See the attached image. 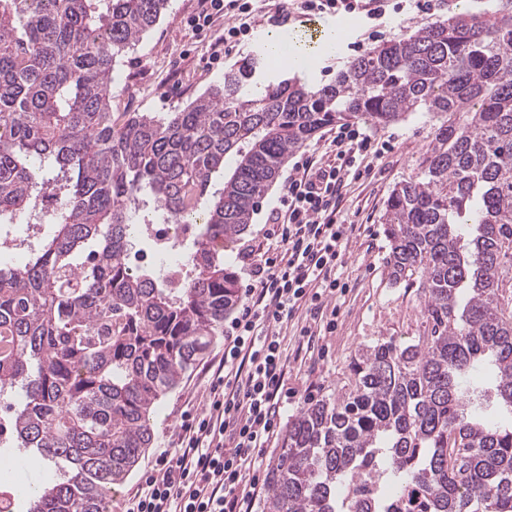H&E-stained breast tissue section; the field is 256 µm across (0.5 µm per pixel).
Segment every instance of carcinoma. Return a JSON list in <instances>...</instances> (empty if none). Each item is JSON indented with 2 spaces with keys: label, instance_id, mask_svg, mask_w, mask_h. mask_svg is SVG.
<instances>
[{
  "label": "carcinoma",
  "instance_id": "1",
  "mask_svg": "<svg viewBox=\"0 0 512 512\" xmlns=\"http://www.w3.org/2000/svg\"><path fill=\"white\" fill-rule=\"evenodd\" d=\"M168 0H0V214L40 224L0 272V395L18 385L29 512H106L150 447V417L235 308L224 243L322 127L436 122L382 223L389 278L424 331L355 358L349 391L288 421L263 512H512V0L383 44L311 85L262 88L249 59L177 112L112 120V72ZM201 218L189 273L132 268L142 225ZM61 201L49 196L47 193L37 198V209L44 216V224H2L0 226V265L8 263L13 268H20L24 263L25 254L28 253L24 246H20L19 238L14 231L25 227L26 239L34 241L45 235L51 227V217L55 216L61 208Z\"/></svg>",
  "mask_w": 512,
  "mask_h": 512
}]
</instances>
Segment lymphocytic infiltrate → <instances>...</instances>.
<instances>
[{"instance_id":"f902f5d3","label":"lymphocytic infiltrate","mask_w":512,"mask_h":512,"mask_svg":"<svg viewBox=\"0 0 512 512\" xmlns=\"http://www.w3.org/2000/svg\"><path fill=\"white\" fill-rule=\"evenodd\" d=\"M445 0H293L265 14L278 26L299 15L356 14L378 26L388 12L431 15ZM258 14L251 0H203L195 29L227 17L224 49L248 36ZM360 129H336L323 154L295 162L267 216L261 255L242 256L249 271L237 316L224 333L207 402L181 412L157 465L124 501L123 512H255L266 486V450L280 428L292 358L336 330L337 303L349 291L342 269L353 224L337 220L350 175L372 173L384 153ZM301 321L299 346L289 349L288 324Z\"/></svg>"}]
</instances>
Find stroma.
Returning a JSON list of instances; mask_svg holds the SVG:
<instances>
[{"label": "stroma", "instance_id": "stroma-1", "mask_svg": "<svg viewBox=\"0 0 512 512\" xmlns=\"http://www.w3.org/2000/svg\"><path fill=\"white\" fill-rule=\"evenodd\" d=\"M487 0H450L448 9L415 19L403 14H389L384 19L383 33L373 36L365 22L357 16H344L349 32L347 46L338 54L320 55L316 67L308 70V81L326 84L336 79V73L354 59L350 46L363 44L365 50L395 41L413 33L436 19H445L468 7L483 10ZM200 9V0H169L158 23L117 62L112 83V113L171 112L187 105L196 96L219 84L225 72L251 58L253 43L245 41L222 63H214V47L224 33L223 19L200 31L188 26L189 17ZM375 141L388 149L378 162L374 176L353 181L342 206L346 223L364 225L360 236L354 237L345 256L344 276L350 291L341 302L336 331L326 338L328 354L307 358L299 374L291 376L288 387L287 417H294L310 401L336 397L348 385L350 361L360 348L380 340L394 339L407 345L422 330L415 288L392 282L387 275L389 241L381 222L387 199L400 183L416 178L420 163L433 135L429 117L415 113L386 127H367ZM291 171L283 166L277 180L267 191L253 214L247 230L224 252V262L238 273V287L248 280L242 275L240 254L248 246L263 243L261 229L268 210L274 206ZM224 353L223 337H216L211 351L183 377L179 387L166 395L151 419L153 439L150 448L126 482L112 492V512H121L126 496L138 485L143 473L155 462L167 445L172 427L181 411L195 404L208 386L210 362ZM315 388H308V381Z\"/></svg>", "mask_w": 512, "mask_h": 512}]
</instances>
